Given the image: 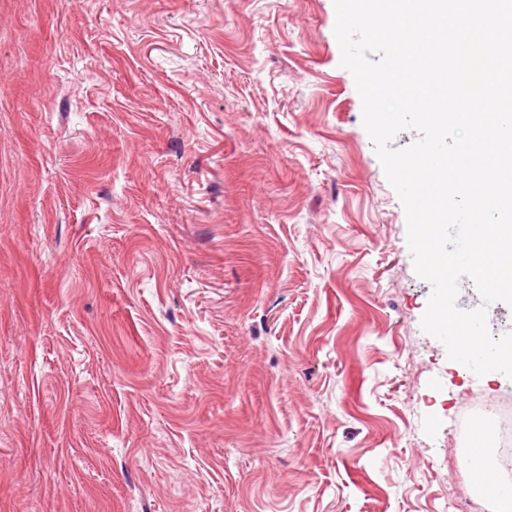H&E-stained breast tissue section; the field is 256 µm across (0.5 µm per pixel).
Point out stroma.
<instances>
[{
    "label": "stroma",
    "mask_w": 512,
    "mask_h": 512,
    "mask_svg": "<svg viewBox=\"0 0 512 512\" xmlns=\"http://www.w3.org/2000/svg\"><path fill=\"white\" fill-rule=\"evenodd\" d=\"M333 0H0V512H452L490 381L421 319Z\"/></svg>",
    "instance_id": "1"
}]
</instances>
